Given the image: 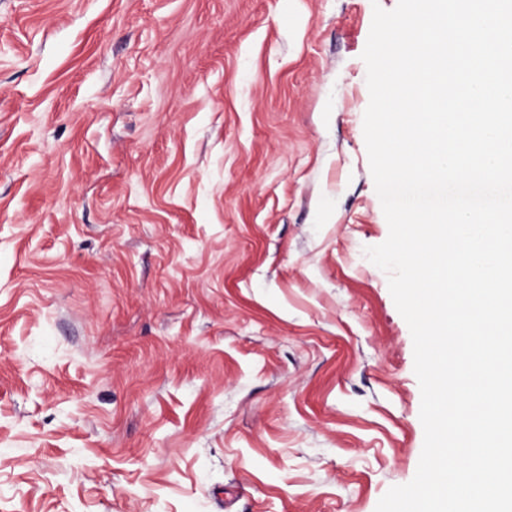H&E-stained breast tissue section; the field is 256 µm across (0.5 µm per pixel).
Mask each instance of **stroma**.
<instances>
[{"label": "stroma", "mask_w": 512, "mask_h": 512, "mask_svg": "<svg viewBox=\"0 0 512 512\" xmlns=\"http://www.w3.org/2000/svg\"><path fill=\"white\" fill-rule=\"evenodd\" d=\"M377 5L0 0V512H375L413 479L364 254Z\"/></svg>", "instance_id": "1"}]
</instances>
